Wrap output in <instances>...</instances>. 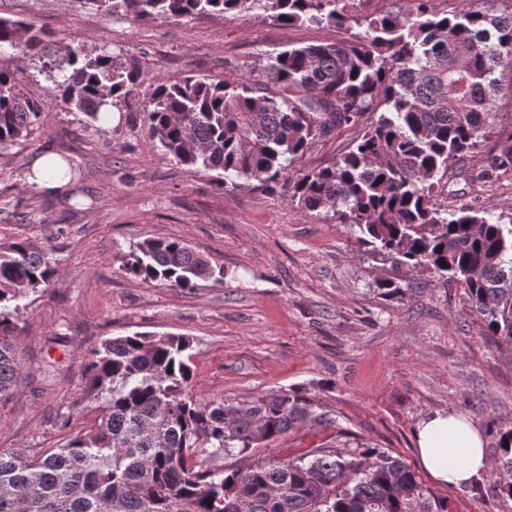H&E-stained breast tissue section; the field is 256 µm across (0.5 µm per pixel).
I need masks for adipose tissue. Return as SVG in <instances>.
I'll use <instances>...</instances> for the list:
<instances>
[{"label": "adipose tissue", "mask_w": 512, "mask_h": 512, "mask_svg": "<svg viewBox=\"0 0 512 512\" xmlns=\"http://www.w3.org/2000/svg\"><path fill=\"white\" fill-rule=\"evenodd\" d=\"M416 439L422 465L442 483L464 486L484 470V438L459 413L436 412L424 417L417 425Z\"/></svg>", "instance_id": "obj_1"}]
</instances>
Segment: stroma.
<instances>
[{
	"label": "stroma",
	"instance_id": "1",
	"mask_svg": "<svg viewBox=\"0 0 512 512\" xmlns=\"http://www.w3.org/2000/svg\"><path fill=\"white\" fill-rule=\"evenodd\" d=\"M0 17L47 32L42 51L0 48L24 91L46 99L66 47L134 65L140 100L99 128L48 103L31 136L0 152V245L34 241L58 264L53 282L19 299L16 343L25 374L0 401V448H53L94 429L101 408L83 368L101 340L135 333L191 341L194 395L251 401L298 390L313 419L249 453L295 458L319 446L367 444L403 461L452 512H499V431L512 428V342L488 335L464 288L369 258L348 224L305 212L281 186L220 189L154 139L142 100L159 81L188 74L258 76L269 55L346 38L325 25H280L259 11L199 17L112 16L83 0H0ZM500 125L438 189L442 205L512 219V170L482 179L487 151L512 134V88L496 94ZM65 156L64 196L29 186L35 158ZM177 239L223 265L224 282L193 290L126 274L121 258L147 238ZM437 411L466 415L485 438L478 479L436 481L416 453V427ZM326 414L318 422L316 414Z\"/></svg>",
	"mask_w": 512,
	"mask_h": 512
}]
</instances>
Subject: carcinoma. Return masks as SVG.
<instances>
[{
  "mask_svg": "<svg viewBox=\"0 0 512 512\" xmlns=\"http://www.w3.org/2000/svg\"><path fill=\"white\" fill-rule=\"evenodd\" d=\"M109 14L196 17L263 11L281 25L314 23L360 31L269 57L258 79L186 76L157 84L147 118L177 162L218 172L219 187L280 180L308 212L359 229L381 260L424 268L462 284L488 333L512 342V225L471 207L448 210L441 181L492 133L493 94L512 87V0H462L448 16L435 0L359 19L351 0H88ZM43 32L0 18V44L33 50ZM71 71L49 97L27 96L18 71L0 66V150L27 139L49 102L100 121V109L137 95L138 71L110 53H70ZM358 132L350 149L312 170L292 168L342 129ZM512 169V144L488 153L484 176ZM145 282L194 288L224 281L187 244L147 238L123 256ZM58 274L51 249L36 242L0 248V398L25 373L13 344L14 302ZM185 336L136 333L89 351L86 390L101 399L91 433L59 448H0V512H451L400 459L371 446L317 448L297 458L219 467L276 439L310 417L298 392L243 403L195 398ZM496 497L512 512V428L499 432Z\"/></svg>",
  "mask_w": 512,
  "mask_h": 512,
  "instance_id": "cac0c4a2",
  "label": "carcinoma"
}]
</instances>
